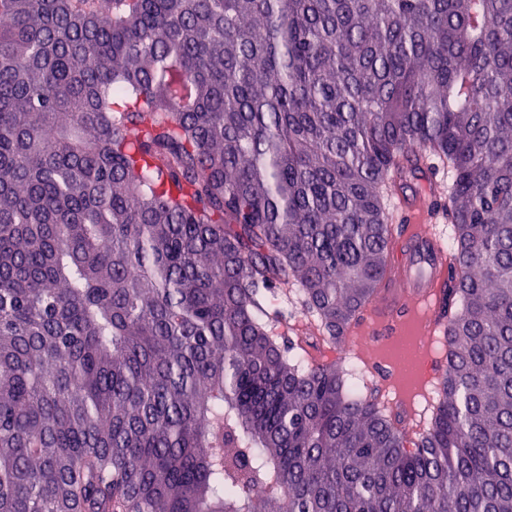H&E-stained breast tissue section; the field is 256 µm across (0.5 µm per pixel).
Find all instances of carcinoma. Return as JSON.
<instances>
[{
  "label": "carcinoma",
  "mask_w": 512,
  "mask_h": 512,
  "mask_svg": "<svg viewBox=\"0 0 512 512\" xmlns=\"http://www.w3.org/2000/svg\"><path fill=\"white\" fill-rule=\"evenodd\" d=\"M448 175L427 432L341 340ZM0 512H512V0H0ZM271 309H278L284 313V315L288 318V327H294V325L303 323L306 324V327L303 331H296L297 336H303V339L306 341V351L308 350H316L318 348H322V354L333 350L338 349L343 346V342L339 345L337 344H324L327 339L320 335L310 324V317L306 314V312L301 307L300 303L291 293V299L288 301L282 295L275 297V300H272L270 303Z\"/></svg>",
  "instance_id": "cac0c4a2"
}]
</instances>
